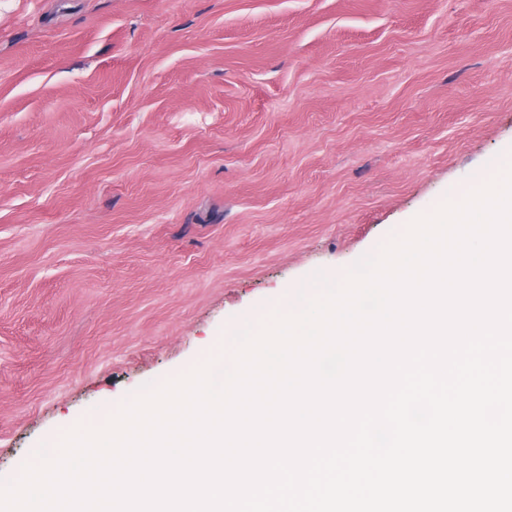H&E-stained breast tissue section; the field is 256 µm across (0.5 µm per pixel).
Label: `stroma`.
<instances>
[{
  "label": "stroma",
  "mask_w": 512,
  "mask_h": 512,
  "mask_svg": "<svg viewBox=\"0 0 512 512\" xmlns=\"http://www.w3.org/2000/svg\"><path fill=\"white\" fill-rule=\"evenodd\" d=\"M512 159V0H0V484Z\"/></svg>",
  "instance_id": "obj_1"
}]
</instances>
